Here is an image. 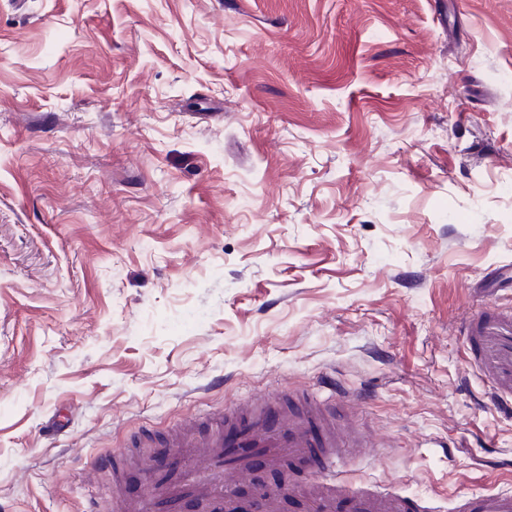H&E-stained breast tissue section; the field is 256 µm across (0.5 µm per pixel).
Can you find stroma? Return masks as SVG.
Instances as JSON below:
<instances>
[{"label":"stroma","instance_id":"1","mask_svg":"<svg viewBox=\"0 0 512 512\" xmlns=\"http://www.w3.org/2000/svg\"><path fill=\"white\" fill-rule=\"evenodd\" d=\"M512 272V0H0V512L325 382L432 498L512 475L457 339Z\"/></svg>","mask_w":512,"mask_h":512}]
</instances>
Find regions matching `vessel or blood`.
Wrapping results in <instances>:
<instances>
[{
  "instance_id": "vessel-or-blood-1",
  "label": "vessel or blood",
  "mask_w": 512,
  "mask_h": 512,
  "mask_svg": "<svg viewBox=\"0 0 512 512\" xmlns=\"http://www.w3.org/2000/svg\"><path fill=\"white\" fill-rule=\"evenodd\" d=\"M460 343L486 390L490 403L512 411V305L495 303L466 316ZM294 407H269L264 397L239 401L214 414L221 430L200 437L185 433L176 452L156 451L133 457L143 476L142 497L115 507L98 499L86 512H176L183 498L199 500L205 512H239L240 504L225 484V473L246 478L250 463L243 448H265L272 469L314 463L316 485L305 491L295 484L263 485L265 512H281L284 500L305 497L311 512H435L430 499H414L372 481L350 485L340 465L349 440L325 402L308 391L295 394ZM449 512H512V485H492L456 494Z\"/></svg>"
}]
</instances>
